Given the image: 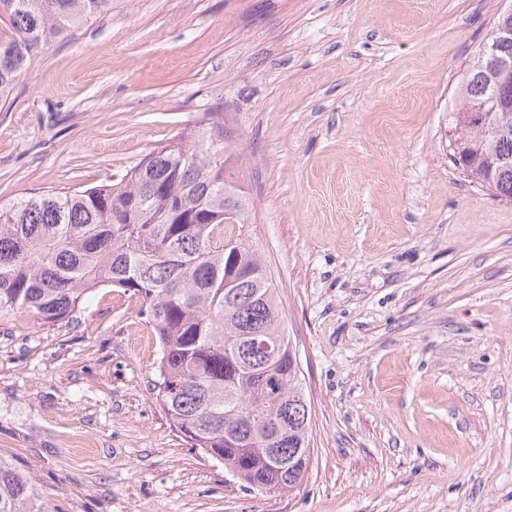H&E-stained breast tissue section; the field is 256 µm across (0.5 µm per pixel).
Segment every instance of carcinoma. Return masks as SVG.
I'll list each match as a JSON object with an SVG mask.
<instances>
[{"instance_id":"cac0c4a2","label":"carcinoma","mask_w":512,"mask_h":512,"mask_svg":"<svg viewBox=\"0 0 512 512\" xmlns=\"http://www.w3.org/2000/svg\"><path fill=\"white\" fill-rule=\"evenodd\" d=\"M111 4L0 0L12 29L0 43V97L40 49ZM494 26L511 34L488 40L490 50L461 73L450 124L470 181L512 199V81L493 72L494 62H512V15L498 14ZM491 100L502 107L493 133L473 112ZM228 153L224 113L211 112L115 184L0 203V320L25 313L69 323L103 286L139 296L161 350L154 389L175 430L247 487L290 493L308 474L311 405ZM262 377L265 424L254 428L245 412ZM0 512H47L32 478L1 459Z\"/></svg>"}]
</instances>
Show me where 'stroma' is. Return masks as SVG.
<instances>
[{
    "label": "stroma",
    "instance_id": "35a3bbf8",
    "mask_svg": "<svg viewBox=\"0 0 512 512\" xmlns=\"http://www.w3.org/2000/svg\"><path fill=\"white\" fill-rule=\"evenodd\" d=\"M501 0H112L0 101V202L120 180L220 112L312 407L243 487L159 404L142 300L0 324V459L48 512H512V200L448 158Z\"/></svg>",
    "mask_w": 512,
    "mask_h": 512
}]
</instances>
